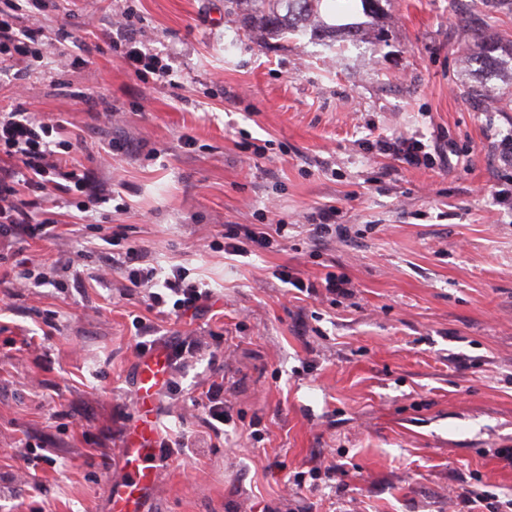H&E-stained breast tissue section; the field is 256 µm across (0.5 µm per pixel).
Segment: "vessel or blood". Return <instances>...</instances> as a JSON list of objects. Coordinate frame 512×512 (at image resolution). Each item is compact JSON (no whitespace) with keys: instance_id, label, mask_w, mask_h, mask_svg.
<instances>
[{"instance_id":"obj_1","label":"vessel or blood","mask_w":512,"mask_h":512,"mask_svg":"<svg viewBox=\"0 0 512 512\" xmlns=\"http://www.w3.org/2000/svg\"><path fill=\"white\" fill-rule=\"evenodd\" d=\"M166 368L165 355L154 354L142 360L136 376L142 397L154 396L163 382ZM165 464L166 460L153 437L149 417L138 418L126 435L119 457L122 477L109 490L112 512H145Z\"/></svg>"}]
</instances>
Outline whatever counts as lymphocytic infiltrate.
<instances>
[{"mask_svg": "<svg viewBox=\"0 0 512 512\" xmlns=\"http://www.w3.org/2000/svg\"><path fill=\"white\" fill-rule=\"evenodd\" d=\"M18 9L17 0H0V68L13 67L38 54V33L20 26ZM62 128V121H48L21 109L0 113V152L11 160L9 167L0 168V238L47 235L50 226L39 216L42 201L85 188V168L62 155L71 148V141H51L52 133ZM375 145L379 154L411 166L427 167L433 160L426 144L416 137L384 136L376 139ZM24 188L31 191V198H21ZM138 258L137 249L126 252L125 261L130 265L127 280L131 287L146 289L153 305H162L170 295L173 312L197 311L210 298V289L187 281L179 267L165 277L162 292H155L152 273L137 267Z\"/></svg>", "mask_w": 512, "mask_h": 512, "instance_id": "obj_1", "label": "lymphocytic infiltrate"}]
</instances>
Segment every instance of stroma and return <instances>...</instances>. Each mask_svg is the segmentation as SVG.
I'll return each instance as SVG.
<instances>
[{
    "instance_id": "1",
    "label": "stroma",
    "mask_w": 512,
    "mask_h": 512,
    "mask_svg": "<svg viewBox=\"0 0 512 512\" xmlns=\"http://www.w3.org/2000/svg\"><path fill=\"white\" fill-rule=\"evenodd\" d=\"M228 0H54L0 111L64 119L84 191L43 239L0 240V512H105L139 406L138 345L197 348L153 401L173 448L151 512H512V68L478 73L482 36L512 41V0H386L346 18L384 39L250 38ZM72 39L53 40L59 28ZM135 34L170 80L135 75ZM440 140L412 167L373 137ZM331 167H322L323 159ZM336 206L347 238L312 225ZM287 224L229 255L234 224ZM183 268L204 310L159 313L111 269ZM289 269L351 295H307ZM30 271L23 279L22 271ZM224 384V426L204 391Z\"/></svg>"
}]
</instances>
